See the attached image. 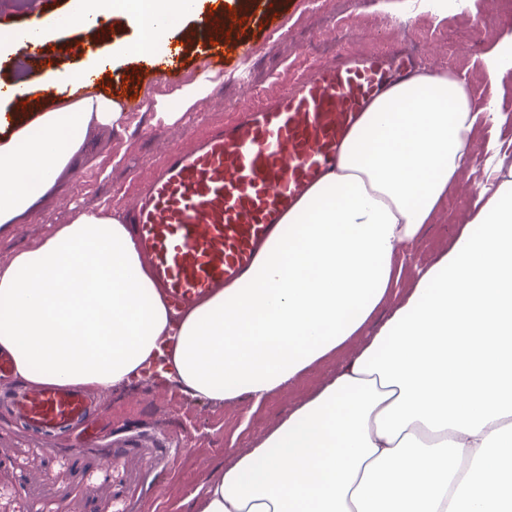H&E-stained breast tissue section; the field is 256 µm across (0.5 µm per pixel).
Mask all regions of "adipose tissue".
Instances as JSON below:
<instances>
[{"mask_svg":"<svg viewBox=\"0 0 512 512\" xmlns=\"http://www.w3.org/2000/svg\"><path fill=\"white\" fill-rule=\"evenodd\" d=\"M208 0H70L0 54L63 30L136 33L92 55L163 57ZM87 69L56 73V110L17 114L0 137V224L69 170L87 132L119 124L111 98L77 100ZM506 121L465 80L415 70L373 101L336 170L304 194L245 281L173 314L127 224L84 211L0 268V354L16 380L103 393L159 377L212 405L260 406L313 365L335 374L253 448L209 472L193 512H512V163ZM488 133L472 221L395 295L408 250ZM392 303L375 332L367 327ZM131 36V29L122 19L111 17L103 21V31L100 33L98 39L95 40L96 49L93 53L106 48L111 41L114 42L118 39L129 38Z\"/></svg>","mask_w":512,"mask_h":512,"instance_id":"adipose-tissue-1","label":"adipose tissue"}]
</instances>
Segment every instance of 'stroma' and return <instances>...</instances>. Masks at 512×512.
<instances>
[{
	"label": "stroma",
	"mask_w": 512,
	"mask_h": 512,
	"mask_svg": "<svg viewBox=\"0 0 512 512\" xmlns=\"http://www.w3.org/2000/svg\"><path fill=\"white\" fill-rule=\"evenodd\" d=\"M427 0H231L229 38L213 45L197 37L198 20L184 21L179 46L181 71L155 78L145 63L117 60L99 77L105 96L127 103L120 126L89 135L83 160L49 195L15 223L0 227V267L20 251L40 244L70 223L77 209L108 206L125 213L133 196L159 166L168 148L188 146L192 135L224 123L259 100H274L304 77L310 65H330L344 55L410 52L418 66L465 79L486 95L482 56L512 32V5L505 0H468L466 19ZM250 55H243V47ZM210 95L167 118L160 101L203 75ZM479 172H463L431 224L425 225L406 266L398 294L414 286V270L433 264L472 214ZM331 358L311 367L300 382L272 395L260 407L246 401L212 407L176 393L162 398L164 380L155 379L95 395L102 418L98 440L71 450L69 435L39 438L0 413V512H191V496L213 469L255 439L336 370Z\"/></svg>",
	"instance_id": "35a3bbf8"
}]
</instances>
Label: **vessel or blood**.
Wrapping results in <instances>:
<instances>
[{
  "label": "vessel or blood",
  "mask_w": 512,
  "mask_h": 512,
  "mask_svg": "<svg viewBox=\"0 0 512 512\" xmlns=\"http://www.w3.org/2000/svg\"><path fill=\"white\" fill-rule=\"evenodd\" d=\"M410 58L347 55L299 80L270 103L173 147L128 219L168 305L182 311L248 272L283 215L339 162L341 146L393 73ZM155 77L182 68L180 48L150 64ZM9 416L30 431L97 439L90 401L77 387L11 388Z\"/></svg>",
  "instance_id": "b4317fda"
}]
</instances>
